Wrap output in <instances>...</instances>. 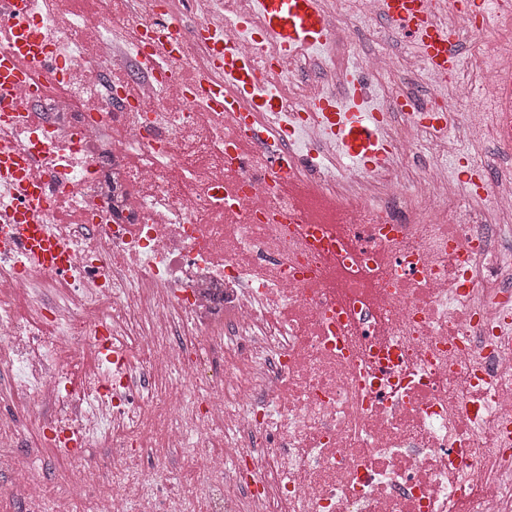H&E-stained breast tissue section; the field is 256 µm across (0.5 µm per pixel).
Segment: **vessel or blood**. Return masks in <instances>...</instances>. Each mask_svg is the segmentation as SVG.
<instances>
[{
  "mask_svg": "<svg viewBox=\"0 0 512 512\" xmlns=\"http://www.w3.org/2000/svg\"><path fill=\"white\" fill-rule=\"evenodd\" d=\"M10 14L19 18L10 47L0 49V121L10 122L19 109L15 91L31 75V64L48 60L49 49L29 32L23 18L28 0H4ZM251 15L233 21V28L247 31L252 17H259L261 33L271 41L278 56L287 54L297 44L314 49L330 41L326 25L324 0H250ZM510 15L512 0H379L381 15L393 28L417 41L421 56L437 81L447 82L461 63L455 30L435 25V14L451 9L479 18L485 7ZM205 44L216 69L225 75L224 84L215 86L196 77L191 79L188 98L205 102L211 111L224 113L229 125V138L239 161H246L252 137L247 129L262 112L281 109L278 94L267 92L269 79L265 72L249 68L230 43L224 42L216 25L200 24L184 31L172 26L165 38L154 41L152 57L172 56L183 49L186 41ZM503 103L495 119L507 135H512V71L501 74ZM421 125L441 121L437 108L416 105L414 98L396 97L392 107H377L360 71H352L343 97L327 95L310 107L308 115L321 128V135L344 157L367 172L385 167L392 160L395 147L386 137L385 129L392 112ZM276 173V188L297 191L301 201L303 223L313 233L324 234L329 218L336 209V200L316 186L297 188L287 179V164L280 154L270 156ZM7 185L8 196L0 195V243L14 250L21 264L35 263L51 273L60 272L66 245L44 230L51 219V200L42 183L32 175L30 156L8 139L0 140V185Z\"/></svg>",
  "mask_w": 512,
  "mask_h": 512,
  "instance_id": "b4317fda",
  "label": "vessel or blood"
}]
</instances>
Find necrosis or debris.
Wrapping results in <instances>:
<instances>
[{
    "label": "necrosis or debris",
    "mask_w": 512,
    "mask_h": 512,
    "mask_svg": "<svg viewBox=\"0 0 512 512\" xmlns=\"http://www.w3.org/2000/svg\"><path fill=\"white\" fill-rule=\"evenodd\" d=\"M246 2L91 0L86 17L32 0L30 28L64 67L34 69L0 138L33 152L77 220L49 226L67 274L0 251V473L30 470L24 431L57 457L105 447L124 477L110 512H130L147 495L138 456L193 443L191 426L158 429L151 402L172 418L193 391L203 512H512V169L491 183L488 223L415 161L422 139L445 151L442 127L403 122L392 165L332 183L336 236L313 245L264 144L231 168L223 126L186 99L208 50L165 61L167 83L138 58L146 28L220 23ZM506 70L512 18H481L455 74L479 100L447 122L495 111ZM232 174L252 188L233 221ZM256 204L288 223L256 221Z\"/></svg>",
    "instance_id": "4bbe7bcc"
}]
</instances>
